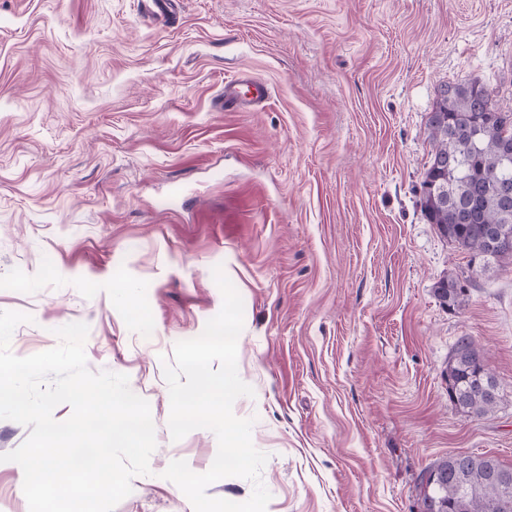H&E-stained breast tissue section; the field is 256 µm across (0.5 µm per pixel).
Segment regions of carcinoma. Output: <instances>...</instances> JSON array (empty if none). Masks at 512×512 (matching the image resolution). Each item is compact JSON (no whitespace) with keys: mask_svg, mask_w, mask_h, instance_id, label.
Segmentation results:
<instances>
[{"mask_svg":"<svg viewBox=\"0 0 512 512\" xmlns=\"http://www.w3.org/2000/svg\"><path fill=\"white\" fill-rule=\"evenodd\" d=\"M434 143L432 163L424 172L420 203L428 223L440 235L466 250L479 268L512 261V220H504L489 177L512 180V167L504 168L500 146L512 142V113L490 106L488 91L477 84L448 85L438 95L429 117ZM505 228L508 243L489 250L485 229ZM468 289L448 290L444 282L434 288L445 306L457 307ZM476 345L459 337L454 363L448 365V395L455 407L482 417L494 412L501 396L490 397L471 389L475 373L471 354ZM512 475V468L487 455H453L435 461L422 475L420 492L425 512H504L498 506L500 489L489 470Z\"/></svg>","mask_w":512,"mask_h":512,"instance_id":"obj_1","label":"carcinoma"}]
</instances>
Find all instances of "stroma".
Instances as JSON below:
<instances>
[{
    "label": "stroma",
    "mask_w": 512,
    "mask_h": 512,
    "mask_svg": "<svg viewBox=\"0 0 512 512\" xmlns=\"http://www.w3.org/2000/svg\"><path fill=\"white\" fill-rule=\"evenodd\" d=\"M242 71L268 101L221 110ZM472 81L512 110V0H179L173 21L0 0V311L32 317L19 357L86 324L89 370L148 402L150 472L114 512H194L163 473L206 472L218 443L172 440L164 364L220 312L218 265L266 512H422L436 460L512 466V262L475 270L420 206L437 92ZM449 275L474 281L453 309ZM462 336L500 385L479 418L448 397ZM29 433L0 419V512H29L2 459ZM453 278L454 277L444 278L438 283L437 287L434 288V293L437 299L449 308L460 306L466 301L468 288L469 285H471L470 281L466 280L468 283L467 288H460L459 290L451 289V291H448V288H443L444 283L453 281Z\"/></svg>",
    "instance_id": "35a3bbf8"
}]
</instances>
